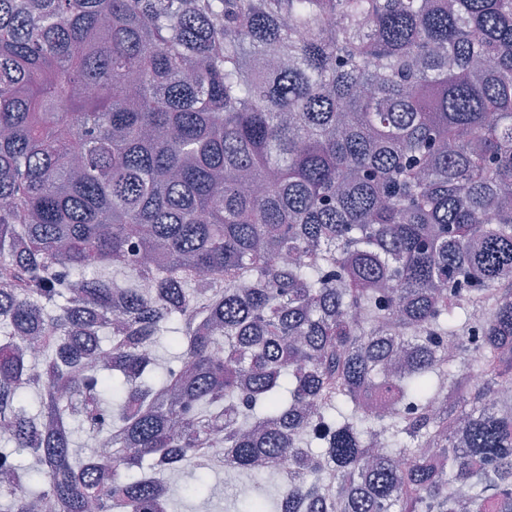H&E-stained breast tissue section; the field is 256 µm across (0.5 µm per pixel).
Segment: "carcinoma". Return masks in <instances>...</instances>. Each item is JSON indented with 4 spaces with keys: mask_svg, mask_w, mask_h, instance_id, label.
Instances as JSON below:
<instances>
[{
    "mask_svg": "<svg viewBox=\"0 0 512 512\" xmlns=\"http://www.w3.org/2000/svg\"><path fill=\"white\" fill-rule=\"evenodd\" d=\"M511 384L512 0H0L3 512H512ZM210 482L215 493L211 501L189 498L190 494L185 489L192 485V480L190 476H183L181 474V484L177 490L186 497L184 499V512H243L238 511L242 510V508L235 501L229 485L226 484L224 473L212 474Z\"/></svg>",
    "mask_w": 512,
    "mask_h": 512,
    "instance_id": "obj_1",
    "label": "carcinoma"
}]
</instances>
